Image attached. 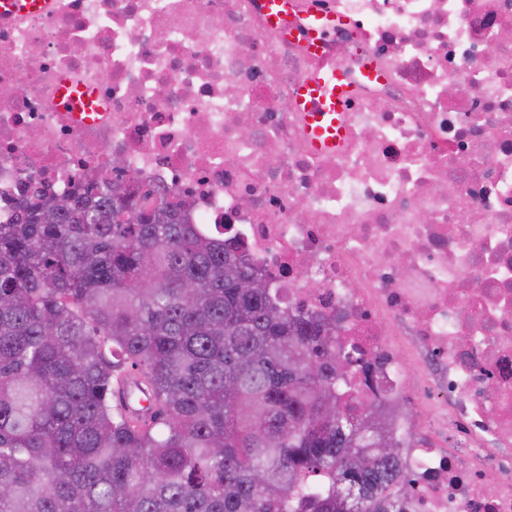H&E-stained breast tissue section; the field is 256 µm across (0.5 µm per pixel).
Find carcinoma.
<instances>
[{
  "instance_id": "cac0c4a2",
  "label": "carcinoma",
  "mask_w": 512,
  "mask_h": 512,
  "mask_svg": "<svg viewBox=\"0 0 512 512\" xmlns=\"http://www.w3.org/2000/svg\"><path fill=\"white\" fill-rule=\"evenodd\" d=\"M136 206L94 183L0 223V512H401L329 324L237 287L262 274L182 199L118 219Z\"/></svg>"
}]
</instances>
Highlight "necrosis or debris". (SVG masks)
Here are the masks:
<instances>
[{
    "label": "necrosis or debris",
    "mask_w": 512,
    "mask_h": 512,
    "mask_svg": "<svg viewBox=\"0 0 512 512\" xmlns=\"http://www.w3.org/2000/svg\"><path fill=\"white\" fill-rule=\"evenodd\" d=\"M51 0L0 22V220L114 164L357 349L404 512H512V0ZM343 17L312 51L288 29ZM336 64L342 145L300 89ZM98 92L73 114L61 82Z\"/></svg>",
    "instance_id": "1"
}]
</instances>
